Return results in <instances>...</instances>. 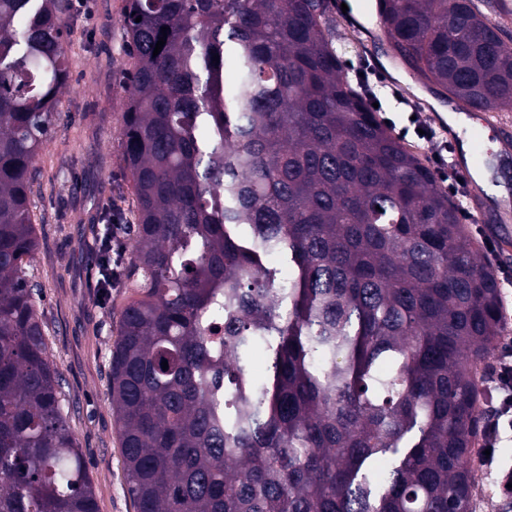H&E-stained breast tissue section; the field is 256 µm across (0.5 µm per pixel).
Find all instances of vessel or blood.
Instances as JSON below:
<instances>
[{
  "label": "vessel or blood",
  "mask_w": 512,
  "mask_h": 512,
  "mask_svg": "<svg viewBox=\"0 0 512 512\" xmlns=\"http://www.w3.org/2000/svg\"><path fill=\"white\" fill-rule=\"evenodd\" d=\"M455 166L470 190L473 221L485 222L489 210H496L500 222L491 233L500 246H512V226L505 223L512 217V179L505 175L512 169V150L488 152L481 133L476 131L468 153L457 156Z\"/></svg>",
  "instance_id": "1"
}]
</instances>
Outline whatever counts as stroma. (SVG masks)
Returning <instances> with one entry per match:
<instances>
[{
  "instance_id": "obj_1",
  "label": "stroma",
  "mask_w": 512,
  "mask_h": 512,
  "mask_svg": "<svg viewBox=\"0 0 512 512\" xmlns=\"http://www.w3.org/2000/svg\"><path fill=\"white\" fill-rule=\"evenodd\" d=\"M125 0H73L67 40L70 86L63 118L39 153L32 196L39 247L29 269L42 287L39 313L48 325L51 360L62 378L61 398L95 492L98 512H136L127 492L125 464L112 419L109 347L127 299L123 288L99 297L97 250L91 225L112 199L123 209L131 193H118L122 156V71L129 60L122 26ZM364 0H349L337 15L334 45L347 73L362 62L382 64L387 52L374 39ZM512 468V433L503 432L492 468L475 474L472 512H504L502 472Z\"/></svg>"
}]
</instances>
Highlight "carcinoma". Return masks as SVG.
Instances as JSON below:
<instances>
[{
    "instance_id": "1",
    "label": "carcinoma",
    "mask_w": 512,
    "mask_h": 512,
    "mask_svg": "<svg viewBox=\"0 0 512 512\" xmlns=\"http://www.w3.org/2000/svg\"><path fill=\"white\" fill-rule=\"evenodd\" d=\"M379 6L436 95L512 112V42L474 0ZM72 8L0 0V512H98L28 274ZM122 25L134 221L113 204L96 239L108 289L131 236L110 390L137 512H470L496 271L344 72L324 0H125Z\"/></svg>"
}]
</instances>
